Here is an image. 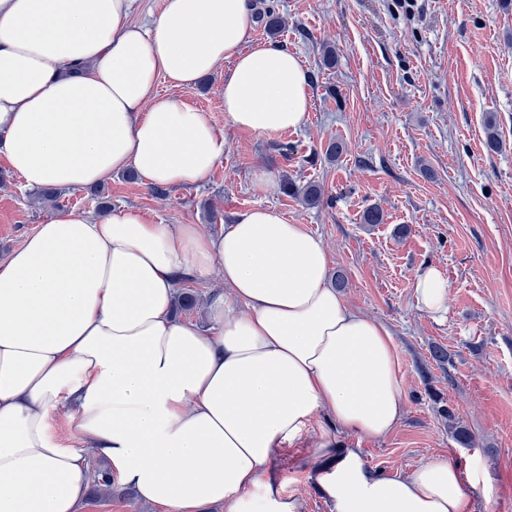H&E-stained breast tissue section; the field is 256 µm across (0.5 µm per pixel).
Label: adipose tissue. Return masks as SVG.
<instances>
[{"label": "adipose tissue", "mask_w": 512, "mask_h": 512, "mask_svg": "<svg viewBox=\"0 0 512 512\" xmlns=\"http://www.w3.org/2000/svg\"><path fill=\"white\" fill-rule=\"evenodd\" d=\"M249 0H165L149 26L131 0H0V156L26 187L83 188L132 170L156 187L200 185L224 135L186 105L223 64L237 128L296 129L309 79L280 44H251ZM175 92L162 95L159 80ZM327 251L273 208L235 214L219 236L154 224L132 208L60 210L0 262V512H81L90 462L161 512H294L273 449L312 434L378 438L405 413L389 329L350 308ZM220 275L210 328L172 313L185 279ZM448 312L436 267L414 283ZM69 410L84 447L57 443ZM330 427L311 431L320 414ZM321 480L336 512H468L472 469L439 458L371 474L356 451ZM68 409H60L51 418V432L55 440L63 446L80 449L83 447L78 438H74L67 426Z\"/></svg>", "instance_id": "ef3b65f1"}]
</instances>
